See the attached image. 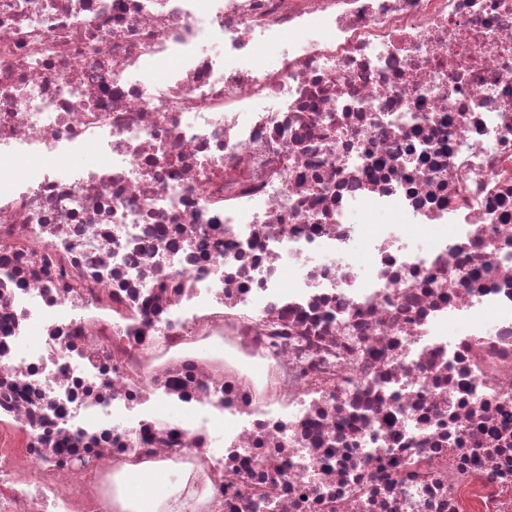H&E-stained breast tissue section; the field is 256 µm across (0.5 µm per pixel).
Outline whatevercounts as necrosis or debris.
<instances>
[{
	"label": "necrosis or debris",
	"mask_w": 512,
	"mask_h": 512,
	"mask_svg": "<svg viewBox=\"0 0 512 512\" xmlns=\"http://www.w3.org/2000/svg\"><path fill=\"white\" fill-rule=\"evenodd\" d=\"M129 462L512 512V0H0V512Z\"/></svg>",
	"instance_id": "obj_1"
}]
</instances>
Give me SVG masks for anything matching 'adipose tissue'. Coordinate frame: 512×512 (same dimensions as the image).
<instances>
[{"instance_id":"adipose-tissue-1","label":"adipose tissue","mask_w":512,"mask_h":512,"mask_svg":"<svg viewBox=\"0 0 512 512\" xmlns=\"http://www.w3.org/2000/svg\"><path fill=\"white\" fill-rule=\"evenodd\" d=\"M172 466L163 463L128 464L115 477L117 493L112 500L117 512H159L162 503H171L174 512L184 505L172 501L169 476Z\"/></svg>"}]
</instances>
